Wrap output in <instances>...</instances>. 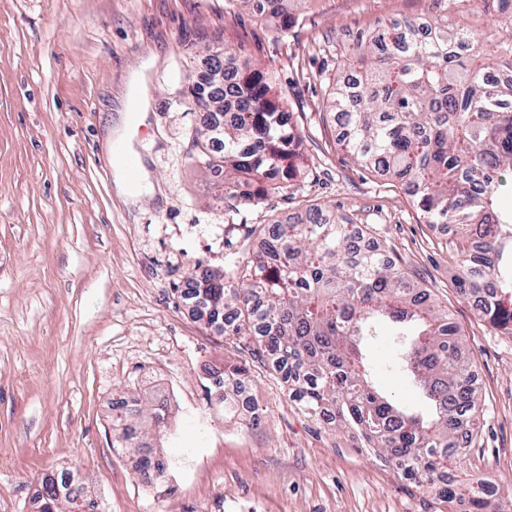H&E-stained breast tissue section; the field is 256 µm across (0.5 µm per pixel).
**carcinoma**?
<instances>
[{
	"mask_svg": "<svg viewBox=\"0 0 512 512\" xmlns=\"http://www.w3.org/2000/svg\"><path fill=\"white\" fill-rule=\"evenodd\" d=\"M252 13L277 21L284 33L299 19L303 0H238ZM484 13L512 17V0H474ZM512 29L483 45L448 23L394 25L357 47L354 87L334 86L322 106L337 116L340 142L358 165L383 173L408 190L426 224L450 228L448 245L463 264L459 294L475 302L478 317L512 336ZM213 78L191 82V97L221 125H205L195 139L228 212L255 205L269 191L286 192L304 169L301 135L293 113L269 77L235 52L209 56ZM235 74L232 83L216 79ZM307 224L273 221L251 268L186 282L199 303L198 317L226 336H249L252 354L280 375L306 413L351 429L400 475L451 504L467 497L469 512H487L480 467L462 478L448 462L470 454L478 401L459 327L428 301L387 250L371 243L357 224L336 220L319 205ZM387 320L412 322L396 366L422 388L432 406L425 420L390 402L372 384L365 343ZM207 399L221 396L224 414L237 412L247 367L224 361L211 373ZM122 441L137 429L160 428L166 407L151 414L133 400L113 415ZM142 448L141 468L158 480L168 465ZM41 502L88 499L81 488L45 478Z\"/></svg>",
	"mask_w": 512,
	"mask_h": 512,
	"instance_id": "carcinoma-1",
	"label": "carcinoma"
}]
</instances>
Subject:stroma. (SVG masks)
<instances>
[{"instance_id": "stroma-1", "label": "stroma", "mask_w": 512, "mask_h": 512, "mask_svg": "<svg viewBox=\"0 0 512 512\" xmlns=\"http://www.w3.org/2000/svg\"><path fill=\"white\" fill-rule=\"evenodd\" d=\"M437 19L484 43L505 37L473 0H309L285 33L236 0H0V512H33L48 475L85 484L98 512H439L434 494L302 411L248 341L199 321L185 296L192 276L250 267L263 226L312 204L366 227L459 327L480 395L471 453L497 489L493 512L512 504V336L459 296L447 227L347 157L322 109L329 82L352 83L358 43ZM224 46L283 93L306 163L290 194L236 214L192 157L207 114L187 93ZM150 58L151 111L133 145L158 194L131 210L105 136ZM396 349L389 335L369 348L375 384L428 413L393 370ZM227 358L247 366L260 422L207 402ZM133 398L169 409L148 437L174 464L169 481L143 485L112 427L113 404Z\"/></svg>"}]
</instances>
